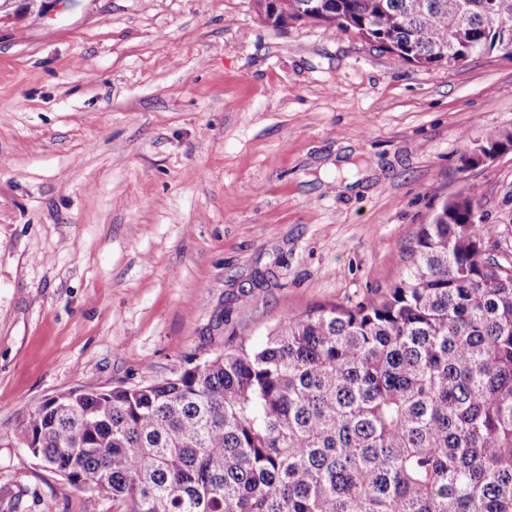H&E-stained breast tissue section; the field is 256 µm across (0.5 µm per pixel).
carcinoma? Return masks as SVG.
<instances>
[{
    "mask_svg": "<svg viewBox=\"0 0 512 512\" xmlns=\"http://www.w3.org/2000/svg\"><path fill=\"white\" fill-rule=\"evenodd\" d=\"M288 16L428 70L512 44L495 24L512 0H288ZM494 233L460 195L385 293L289 314L171 378L48 398L15 441L120 512H512V261Z\"/></svg>",
    "mask_w": 512,
    "mask_h": 512,
    "instance_id": "1",
    "label": "carcinoma"
}]
</instances>
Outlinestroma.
I'll return each mask as SVG.
<instances>
[{
  "mask_svg": "<svg viewBox=\"0 0 512 512\" xmlns=\"http://www.w3.org/2000/svg\"><path fill=\"white\" fill-rule=\"evenodd\" d=\"M512 59L427 70L253 0H0V512H117L13 439L397 282L472 197L512 255Z\"/></svg>",
  "mask_w": 512,
  "mask_h": 512,
  "instance_id": "35a3bbf8",
  "label": "stroma"
}]
</instances>
